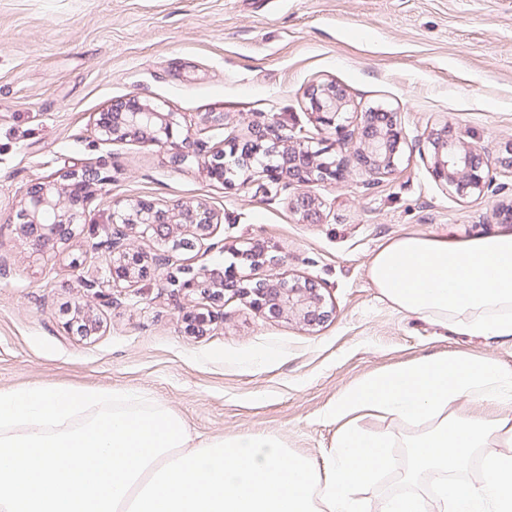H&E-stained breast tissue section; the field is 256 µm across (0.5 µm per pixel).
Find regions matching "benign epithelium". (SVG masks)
<instances>
[{"mask_svg":"<svg viewBox=\"0 0 512 512\" xmlns=\"http://www.w3.org/2000/svg\"><path fill=\"white\" fill-rule=\"evenodd\" d=\"M315 122L323 130L333 131L341 141L358 143V163L369 173L384 177L397 171L407 146L394 114L385 124L365 112L360 125H347L349 106L347 90L334 81L310 84L304 92ZM98 138L111 143L135 141L173 150L171 158L179 164L190 159L201 162L209 178L224 185L235 181L245 184L258 175L270 184L309 185L343 177L342 160L312 149L305 133L284 135L275 125L257 126L250 135L235 141L224 150H205L190 140L176 112H164L147 100L131 97L113 103L93 119ZM421 154L434 181L460 198H491L500 194L499 177H512V143L491 157L475 143L448 131V126L428 133ZM109 176L102 168L74 164L62 173L39 180L26 192L24 204L14 224L16 234L28 241L39 254L56 255L68 249L71 241L83 239L85 246L101 252L108 260L112 287L127 288L157 276L171 266L173 259L188 255L204 246L207 250L224 249L218 229L224 217L203 198L190 202L161 203L144 198H130L113 205L106 238L94 241L96 230L86 220L87 209L97 186ZM289 206L303 224L323 222L318 197L308 192L294 195ZM55 212V221L46 224V210ZM151 239L157 250L145 252L138 240ZM235 255L248 263L252 276L240 275L232 263L222 269L202 266L187 268L183 276L170 284L188 295L200 294L209 306L194 309L183 317L187 334L206 333L224 306V296L240 297L250 309L264 315L288 317L314 329L332 314L325 289L315 281L297 276L264 273L281 261L277 247L266 239H257ZM73 319L66 327L74 329L80 322L87 326L85 335L99 327L94 307L77 304Z\"/></svg>","mask_w":512,"mask_h":512,"instance_id":"obj_1","label":"benign epithelium"}]
</instances>
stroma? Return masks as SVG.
<instances>
[{
    "label": "stroma",
    "mask_w": 512,
    "mask_h": 512,
    "mask_svg": "<svg viewBox=\"0 0 512 512\" xmlns=\"http://www.w3.org/2000/svg\"><path fill=\"white\" fill-rule=\"evenodd\" d=\"M333 80L349 117L391 108L406 141L448 125L490 151L512 143V0H0V388L31 382L141 391L202 435L280 434L323 469L336 443L327 412L369 373L426 354L465 350L512 368V339L459 336L406 314L367 275L387 240L413 232L469 239L501 231L488 199L442 189L418 152L368 185L354 145L315 131L341 153L344 181L314 186L325 223L301 224L287 194L212 181L197 161L167 149L110 144L93 131L107 105L132 96L176 112L193 139L212 146L256 122L313 129L303 96ZM208 112L224 127H204ZM76 162L109 180L88 210L105 227L114 203L205 198L224 215V251H195L192 267L233 262L232 247L262 237L279 248V272L320 283L334 312L308 329L269 318L236 296L224 319L185 334L202 305L170 284L177 267L133 288H113L106 259L31 253L12 222L27 187ZM112 294L102 329L64 328L81 278Z\"/></svg>",
    "instance_id": "obj_1"
}]
</instances>
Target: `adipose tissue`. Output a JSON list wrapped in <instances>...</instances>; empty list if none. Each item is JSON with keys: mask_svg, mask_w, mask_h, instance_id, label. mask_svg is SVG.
<instances>
[{"mask_svg": "<svg viewBox=\"0 0 512 512\" xmlns=\"http://www.w3.org/2000/svg\"><path fill=\"white\" fill-rule=\"evenodd\" d=\"M367 273L404 312L461 336L512 337V231L465 240L407 233L382 245Z\"/></svg>", "mask_w": 512, "mask_h": 512, "instance_id": "obj_1", "label": "adipose tissue"}]
</instances>
